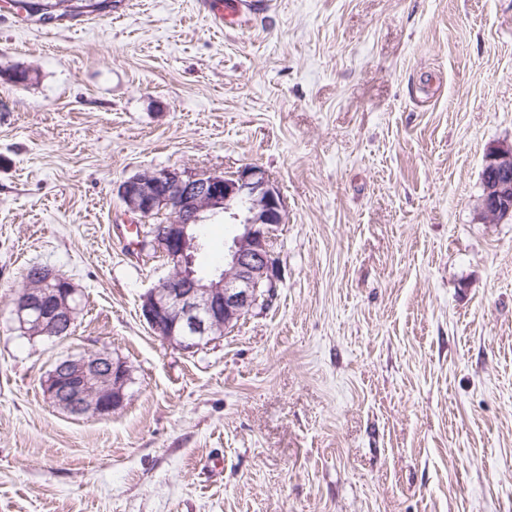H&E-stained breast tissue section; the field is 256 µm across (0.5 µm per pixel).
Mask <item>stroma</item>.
Wrapping results in <instances>:
<instances>
[{"instance_id": "35a3bbf8", "label": "stroma", "mask_w": 512, "mask_h": 512, "mask_svg": "<svg viewBox=\"0 0 512 512\" xmlns=\"http://www.w3.org/2000/svg\"><path fill=\"white\" fill-rule=\"evenodd\" d=\"M38 23L0 0V512H512V0H108ZM28 71L25 83L12 79ZM262 168L286 222L265 304L196 352L140 299L168 273L116 194L147 171ZM237 226L199 228L195 266ZM34 265L72 334L10 312ZM127 362L105 418L56 361ZM255 0H208L212 19L217 24H224V20L237 19L245 15ZM486 166L495 174L482 198V211L488 221H498L502 213L509 214L512 208V147L492 152ZM26 284L12 310L20 328L33 339L68 337L79 305L72 282L51 268L35 267L27 273ZM131 370L108 351H88L59 360L41 383L43 394L73 416L108 417L121 409Z\"/></svg>"}]
</instances>
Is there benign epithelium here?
<instances>
[{"instance_id":"obj_1","label":"benign epithelium","mask_w":512,"mask_h":512,"mask_svg":"<svg viewBox=\"0 0 512 512\" xmlns=\"http://www.w3.org/2000/svg\"><path fill=\"white\" fill-rule=\"evenodd\" d=\"M487 166L494 175L482 211L491 222L512 211V147L492 152ZM117 194L128 212L144 220L170 213L149 245L171 273L142 296L141 312L154 334L173 347L184 352L201 348L266 299L261 289L276 287L273 241L285 223L284 201L261 168L146 172L122 181ZM220 215L239 233L227 246L224 267L202 275L194 269L195 253L203 248L194 228ZM26 283L12 310L20 328L33 339L68 337L78 310L72 282L51 268L37 267L26 275ZM131 381L127 363L102 350L58 361L41 387L49 402L70 415L108 417L123 407Z\"/></svg>"}]
</instances>
